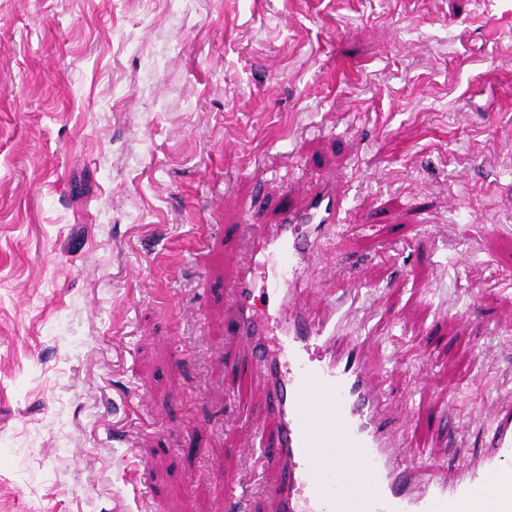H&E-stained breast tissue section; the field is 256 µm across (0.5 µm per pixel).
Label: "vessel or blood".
Returning a JSON list of instances; mask_svg holds the SVG:
<instances>
[{
    "label": "vessel or blood",
    "mask_w": 512,
    "mask_h": 512,
    "mask_svg": "<svg viewBox=\"0 0 512 512\" xmlns=\"http://www.w3.org/2000/svg\"><path fill=\"white\" fill-rule=\"evenodd\" d=\"M345 197L334 181L298 192L276 223L260 225L248 264L233 283L229 319L268 386L279 423L270 457L284 476L268 489L272 512H512V401L488 415L479 453L453 475L408 462L404 417L392 412L366 363L365 343L341 327L342 308L314 317L297 301L327 228ZM270 290L274 312L254 305Z\"/></svg>",
    "instance_id": "b4317fda"
}]
</instances>
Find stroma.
<instances>
[{
  "mask_svg": "<svg viewBox=\"0 0 512 512\" xmlns=\"http://www.w3.org/2000/svg\"><path fill=\"white\" fill-rule=\"evenodd\" d=\"M325 176L301 299L454 468L512 397V0H0V512H271L240 211Z\"/></svg>",
  "mask_w": 512,
  "mask_h": 512,
  "instance_id": "35a3bbf8",
  "label": "stroma"
}]
</instances>
